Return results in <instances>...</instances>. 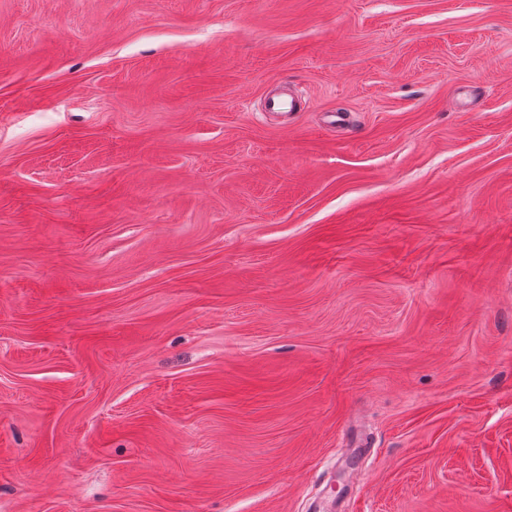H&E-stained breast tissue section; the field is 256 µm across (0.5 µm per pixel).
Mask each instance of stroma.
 Here are the masks:
<instances>
[{"label": "stroma", "mask_w": 512, "mask_h": 512, "mask_svg": "<svg viewBox=\"0 0 512 512\" xmlns=\"http://www.w3.org/2000/svg\"><path fill=\"white\" fill-rule=\"evenodd\" d=\"M0 512H512V0H0Z\"/></svg>", "instance_id": "stroma-1"}]
</instances>
